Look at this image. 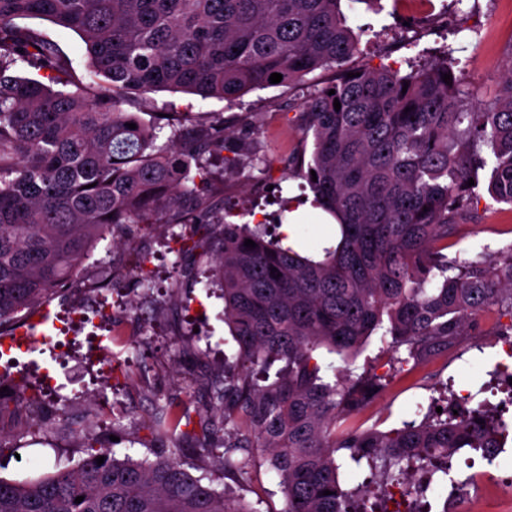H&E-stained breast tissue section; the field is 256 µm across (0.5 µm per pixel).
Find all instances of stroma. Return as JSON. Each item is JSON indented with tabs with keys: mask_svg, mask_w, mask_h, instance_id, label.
<instances>
[{
	"mask_svg": "<svg viewBox=\"0 0 512 512\" xmlns=\"http://www.w3.org/2000/svg\"><path fill=\"white\" fill-rule=\"evenodd\" d=\"M352 26L365 27L352 67L407 70L409 63L441 57L454 48L464 70L462 85L471 100L492 96L512 68V0H434L429 15L415 13L411 0H341ZM34 28L56 42L83 84H98L80 37L53 23L30 19ZM336 73L318 69L301 84H277L246 93L235 106L218 99L158 91L128 106L142 119L155 112H182L193 120L224 118L239 128L252 122L253 134L235 141L241 155L236 165L210 160V201L218 220L271 223L279 196H295L302 178L288 177V158L302 142L294 116L308 94L331 84ZM268 161V176L252 168V157ZM189 227L158 224L130 242H99L90 257L56 289L43 305L22 312L29 335H38L36 319L48 314L57 321L73 309L98 320L100 338L72 326L62 358L51 354L22 355L19 362H0V477L25 481L62 469H77L87 446L112 448L116 457H153L157 451L179 450L192 474L228 490L253 512H282L285 505L279 477L262 449L241 480L225 478L212 456L196 454L202 439L200 414L215 411L208 385L220 377L235 343L224 324L221 283L210 268L221 247V227L200 230L203 250L181 265L176 239ZM512 241V206L480 198L447 250L467 256L482 244ZM143 265L152 290L136 286L133 269ZM500 356L497 349L460 346L450 366L405 381L394 379L371 394V413L382 429L417 417L418 404L445 401L449 389L477 390L489 383ZM52 370L62 389L59 403L42 401L39 419H31L19 394H41L45 370ZM173 402L191 418L177 442H160L151 430L156 405Z\"/></svg>",
	"mask_w": 512,
	"mask_h": 512,
	"instance_id": "obj_1",
	"label": "stroma"
}]
</instances>
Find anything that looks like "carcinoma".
I'll list each match as a JSON object with an SVG mask.
<instances>
[{
  "instance_id": "carcinoma-1",
  "label": "carcinoma",
  "mask_w": 512,
  "mask_h": 512,
  "mask_svg": "<svg viewBox=\"0 0 512 512\" xmlns=\"http://www.w3.org/2000/svg\"><path fill=\"white\" fill-rule=\"evenodd\" d=\"M339 3L0 0V331L72 276L106 234L130 239L153 224L212 223L206 162L251 124L235 131L219 118L189 130L175 114L147 123L124 111L131 97L171 90L235 102L273 73L289 84L336 70L334 83L300 105L297 122L312 145L308 161L295 162L312 207L336 220V236L310 258L268 237L263 224L226 223L214 268L236 355L211 388L222 414L199 425L227 436V477L245 474L250 449H266L282 512H359L371 485L423 499L448 482L461 486L455 454L471 448L494 463L512 404L455 414L450 398L445 414L431 409L389 431L341 426L364 388L385 387L405 366L476 335L478 313L512 319V243L464 259L443 253L457 219L480 199L475 188L512 205V70L476 103L449 50L404 75L353 70L360 34ZM22 19L77 33L105 85L81 84L57 45ZM20 63L48 83L13 74ZM166 127L171 135L159 145ZM373 335L386 340L391 374L355 377L317 354L345 359ZM182 418L173 404L159 406L155 435L177 439ZM237 450L244 455L234 461ZM352 464L369 476L344 490L339 470ZM0 512L252 510L174 457L118 458L98 448L75 472L0 478Z\"/></svg>"
}]
</instances>
